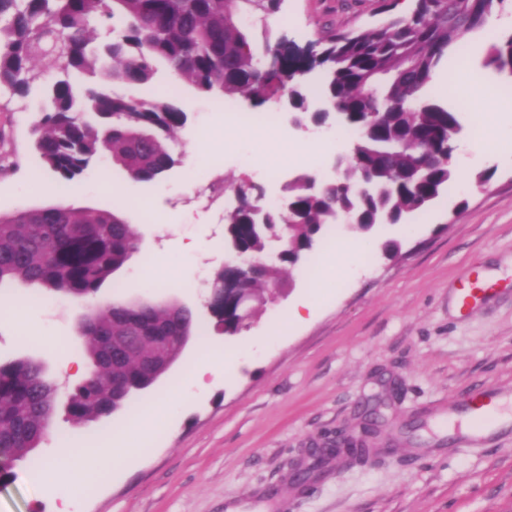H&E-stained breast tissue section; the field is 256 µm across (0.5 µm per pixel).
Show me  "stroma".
Listing matches in <instances>:
<instances>
[{
  "label": "stroma",
  "mask_w": 512,
  "mask_h": 512,
  "mask_svg": "<svg viewBox=\"0 0 512 512\" xmlns=\"http://www.w3.org/2000/svg\"><path fill=\"white\" fill-rule=\"evenodd\" d=\"M376 8L375 0H281L275 15L253 23L252 36L262 41L268 30L302 48L331 27L375 26ZM499 21L461 42L481 101H465L454 83L443 99L459 116L462 138L502 121L491 154L477 160L456 150L455 182L404 223L369 232L331 225L300 267L284 271L277 301L235 336L218 331L206 306L213 275L230 256L224 214L235 193L227 191L218 207L203 206L190 175L235 184L255 180L260 166L270 172L268 195L281 199L300 174L329 175L335 146L291 161L307 134L287 113L239 98V113L256 123H228L213 97L162 65L156 87L188 114L172 144L179 165L146 184L104 157L85 174L82 192L68 196L52 190L31 149L40 95L11 97L0 111V154L14 163L0 172V213L57 203L119 208L139 248L98 300H176L194 313L187 348L141 400L150 405L181 385L166 421L141 440L125 470L86 488L81 512H512V422L481 437L461 427L468 397L494 390L512 398V80L484 65L492 39L512 31L511 6ZM487 169L489 180L478 181ZM190 239L205 249L184 254L179 244ZM335 241L359 247L343 275L329 271ZM467 283L491 294L465 312L459 292ZM309 294L319 297L316 310L285 327L288 309ZM86 311L84 302L49 293L29 310L28 324L0 317V362L38 361L49 382L71 390L92 370L79 331ZM210 348L237 354L238 369L212 366L202 357ZM189 367L200 370L201 385L182 384ZM374 406L377 456L294 483L308 448L361 436ZM126 420L122 412L77 426L57 407L38 448L13 460L0 479V512H61L62 498L41 489L45 462Z\"/></svg>",
  "instance_id": "1"
}]
</instances>
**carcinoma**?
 Here are the masks:
<instances>
[{
    "label": "carcinoma",
    "mask_w": 512,
    "mask_h": 512,
    "mask_svg": "<svg viewBox=\"0 0 512 512\" xmlns=\"http://www.w3.org/2000/svg\"><path fill=\"white\" fill-rule=\"evenodd\" d=\"M505 2L414 0L408 14L370 30L330 31L315 43L308 65L280 40L261 49L252 44L244 18L275 14L279 0H0V90L26 95L40 89L44 102L31 129L32 151L58 185L75 192L91 163L106 155L142 183L159 180L177 163L170 143L188 115L173 97L153 93L159 63L204 94L224 101L249 95L255 107L286 94L297 112L308 111L304 77L320 69V97L331 110L351 115L354 162L318 190L304 175L295 180L288 186V212L265 203L261 184L242 181L227 220L226 239L252 256L261 257L281 237L292 255L312 248L338 214L352 217L351 227L362 231L381 221L398 224L452 183L457 113L425 96L424 88L448 52L485 30ZM95 21L109 24L107 41L95 42ZM485 66L512 78V33L494 39ZM106 82L142 87L146 94L114 93ZM371 88L385 101L376 123L365 113ZM362 180L373 190L360 202L352 188ZM138 247L137 233L114 210L46 205L0 214V286L21 280L90 298ZM280 274L266 263L251 274L232 265L217 271L212 287H224L217 328L238 334L235 297L255 296L258 315ZM81 333L88 358L103 369L75 387L67 408L69 419L85 426L129 406L150 373L146 359L158 368L175 364L180 347L162 337L192 338L194 319L175 302L160 310L109 304L89 310ZM131 336L161 340L150 352L130 343ZM52 395L38 365L0 363L1 455L23 458L39 446L55 412Z\"/></svg>",
    "instance_id": "1"
}]
</instances>
